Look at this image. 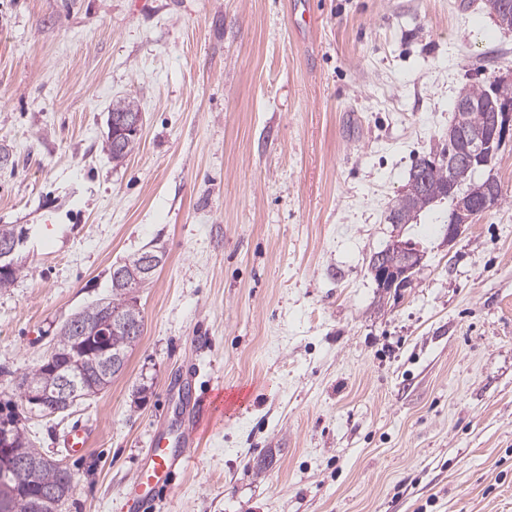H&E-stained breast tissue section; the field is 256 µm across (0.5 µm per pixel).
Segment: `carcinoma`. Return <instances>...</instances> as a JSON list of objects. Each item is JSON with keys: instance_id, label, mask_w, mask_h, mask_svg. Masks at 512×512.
Returning a JSON list of instances; mask_svg holds the SVG:
<instances>
[{"instance_id": "obj_1", "label": "carcinoma", "mask_w": 512, "mask_h": 512, "mask_svg": "<svg viewBox=\"0 0 512 512\" xmlns=\"http://www.w3.org/2000/svg\"><path fill=\"white\" fill-rule=\"evenodd\" d=\"M462 96L472 102V107L455 111L453 123L448 127V147L442 149L441 158L434 165L426 164V158L419 159L412 168L409 178L422 176V186L415 191H403L392 200L387 220L399 224H416L421 218L428 216L446 204L448 209L440 215L441 226L451 223L456 215L458 200H468L472 209L481 207L482 194L480 188L483 181L475 179V174L481 170L492 177V168L454 166L455 186L448 183V165L452 163L454 140L465 132L485 128L488 125L490 112L502 111L503 102L512 104V84L497 80L484 87L473 86L462 93ZM138 137L125 136L119 149L107 145L112 160L124 159L135 148ZM133 298L122 288H112L111 294L84 307L74 314V319L66 321L57 334L55 343L59 352V360L54 364L41 363L24 375L20 385L35 387L52 385L55 380L65 374L73 375L78 384L79 395L92 396L104 389L112 378L120 374V370H106L103 355L87 345V341L76 335L75 325L80 322H95L106 305L112 306L116 317H124L131 312L139 314V320H144L142 310L133 308ZM108 346L106 355H121L128 357L129 351L136 341L127 335L125 329L117 322H112V330L105 336ZM86 350L80 365L70 367L64 358L74 350ZM10 432L12 445L17 455L33 462L19 480L0 481V503L6 504V510L0 512H64L73 491V478L70 472L62 468L58 461L43 454L29 437L27 431L20 425L18 415L12 410L5 416H0V426Z\"/></svg>"}]
</instances>
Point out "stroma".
Returning <instances> with one entry per match:
<instances>
[{
  "label": "stroma",
  "mask_w": 512,
  "mask_h": 512,
  "mask_svg": "<svg viewBox=\"0 0 512 512\" xmlns=\"http://www.w3.org/2000/svg\"><path fill=\"white\" fill-rule=\"evenodd\" d=\"M498 78L512 30L487 0H0V224L26 230L0 405L73 473L65 512H120L192 364L224 420L156 512H512V138L501 209L447 247L433 219L404 229L426 256L402 294L369 269L457 97ZM121 98L142 125L116 163ZM148 247L123 373L28 412L22 376Z\"/></svg>",
  "instance_id": "obj_1"
}]
</instances>
